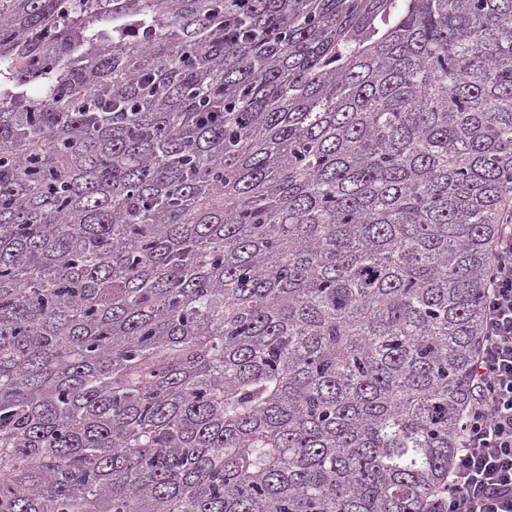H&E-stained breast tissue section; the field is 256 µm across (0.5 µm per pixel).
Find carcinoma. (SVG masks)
I'll return each mask as SVG.
<instances>
[{"label":"carcinoma","mask_w":512,"mask_h":512,"mask_svg":"<svg viewBox=\"0 0 512 512\" xmlns=\"http://www.w3.org/2000/svg\"><path fill=\"white\" fill-rule=\"evenodd\" d=\"M512 214V0H0V512H445Z\"/></svg>","instance_id":"1"}]
</instances>
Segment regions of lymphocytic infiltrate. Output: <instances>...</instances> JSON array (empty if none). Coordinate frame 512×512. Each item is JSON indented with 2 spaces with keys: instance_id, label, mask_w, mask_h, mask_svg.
Wrapping results in <instances>:
<instances>
[{
  "instance_id": "lymphocytic-infiltrate-1",
  "label": "lymphocytic infiltrate",
  "mask_w": 512,
  "mask_h": 512,
  "mask_svg": "<svg viewBox=\"0 0 512 512\" xmlns=\"http://www.w3.org/2000/svg\"><path fill=\"white\" fill-rule=\"evenodd\" d=\"M484 325L463 446L448 476V512H512V221L492 245Z\"/></svg>"
}]
</instances>
